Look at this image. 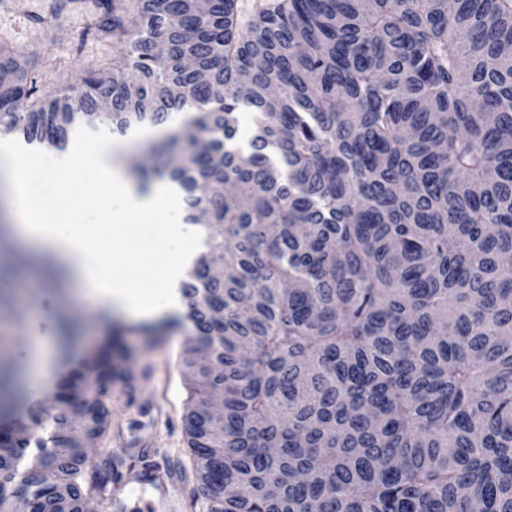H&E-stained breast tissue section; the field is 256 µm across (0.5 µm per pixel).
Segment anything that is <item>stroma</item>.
<instances>
[{
  "instance_id": "obj_1",
  "label": "stroma",
  "mask_w": 512,
  "mask_h": 512,
  "mask_svg": "<svg viewBox=\"0 0 512 512\" xmlns=\"http://www.w3.org/2000/svg\"><path fill=\"white\" fill-rule=\"evenodd\" d=\"M57 2L0 0V44L29 59L43 77L39 89L46 94L80 87L88 73L98 72L100 64L111 61L119 50L111 34L97 28L102 11L95 0H72L61 11ZM7 177L8 166L0 161V374L24 370L32 345L42 341L51 352L52 374L23 386L25 393L40 395L54 391L65 358H87L105 339L135 351L134 368L141 382L133 394L113 396L112 427L96 440L95 452L143 456L172 469L165 500H157L151 488L127 485L122 494L126 512H145L150 500L154 512H203L204 500L197 492L186 448L188 391L177 361L186 337H175L170 329L154 335L133 331L130 321L113 316L61 277L57 261L32 255L18 245L9 230L20 217L9 196ZM94 178L93 168L88 167L80 181L63 175L53 182L35 178L31 190L54 209L81 196ZM122 221L136 239L135 261L124 270L141 276L145 290L153 291L182 244L160 238L155 225L143 223L134 212H125Z\"/></svg>"
}]
</instances>
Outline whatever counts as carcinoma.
I'll return each mask as SVG.
<instances>
[{
    "mask_svg": "<svg viewBox=\"0 0 512 512\" xmlns=\"http://www.w3.org/2000/svg\"><path fill=\"white\" fill-rule=\"evenodd\" d=\"M105 29L112 80L80 89L41 95L1 52L0 132L63 153L78 125L197 112L135 174L223 228L179 285L206 512H512V0H282L245 24L236 0H129ZM114 382L81 366L53 401L85 385L98 439ZM67 431L61 408L0 447V502L121 512L120 484L171 476L90 466Z\"/></svg>",
    "mask_w": 512,
    "mask_h": 512,
    "instance_id": "obj_1",
    "label": "carcinoma"
}]
</instances>
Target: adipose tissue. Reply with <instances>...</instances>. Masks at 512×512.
Returning a JSON list of instances; mask_svg holds the SVG:
<instances>
[{
  "mask_svg": "<svg viewBox=\"0 0 512 512\" xmlns=\"http://www.w3.org/2000/svg\"><path fill=\"white\" fill-rule=\"evenodd\" d=\"M124 144L112 140L107 134L81 141L70 153L55 159L53 168L76 177L80 174L79 164L90 165L97 172L98 186L111 189L113 195L125 200L129 208L157 224L161 236L181 233V217L172 211L176 187L160 180L149 193L138 192L135 185L125 178L117 162ZM0 154L10 164L9 189L23 216L18 232L28 246L53 252L71 280L92 286L97 299L129 320L147 323L163 313L183 316L176 283L182 267L191 261L192 251L175 254L165 285L155 293H144L136 280L113 278L100 260L96 234L74 227L73 212L51 210L31 195L29 184L34 163L28 152L11 138L1 135Z\"/></svg>",
  "mask_w": 512,
  "mask_h": 512,
  "instance_id": "1",
  "label": "adipose tissue"
}]
</instances>
